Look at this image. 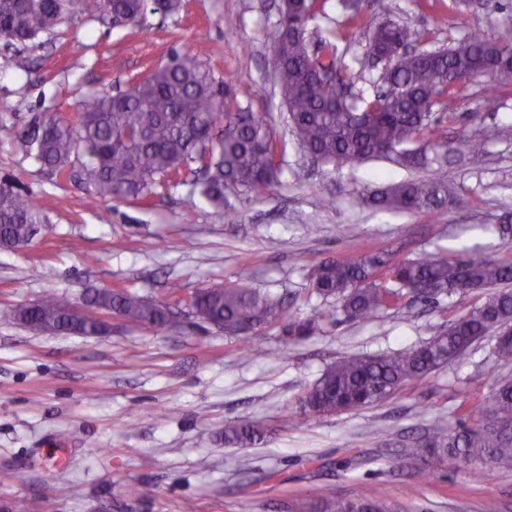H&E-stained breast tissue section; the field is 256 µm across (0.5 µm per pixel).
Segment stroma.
Masks as SVG:
<instances>
[{
  "instance_id": "obj_1",
  "label": "stroma",
  "mask_w": 512,
  "mask_h": 512,
  "mask_svg": "<svg viewBox=\"0 0 512 512\" xmlns=\"http://www.w3.org/2000/svg\"><path fill=\"white\" fill-rule=\"evenodd\" d=\"M279 2L184 0L178 13L146 12L131 29L103 23L97 0H81L72 21L29 52L26 69L0 47V178L48 218L29 246L0 249V502L11 512H291L310 491L354 499L368 485L411 512H483L490 500L512 512V469L404 454L434 427L456 431L467 408L489 402L506 374L492 338L368 408L315 416L300 404L341 356L418 347L481 301L456 294L424 306L405 296L378 320L356 322L336 300L313 294L316 262L365 251L389 261L425 252L512 261V242L496 231L512 224V89L466 79L433 107L443 121L432 155L456 204L435 213L372 210L368 192L427 172L387 160L318 165L301 150L272 87L268 35ZM385 2L395 21L420 32L423 49L475 29L512 37V7L492 0L477 8ZM331 30L343 31L337 56L351 64L367 32L348 27L337 0H325L308 24L316 39ZM175 50L230 77L239 105L270 127L280 181L260 195L229 192L234 220L182 185L142 202L90 205L77 182L20 149L37 122L73 118L80 94L125 87ZM492 94L498 107L489 112ZM493 123L510 134L484 140ZM462 142L482 154L479 166L458 154ZM242 278L313 322V335L296 340L281 325L264 327L251 356L245 337L192 315L186 300L197 289ZM99 288L165 302L177 317L164 330L116 320L110 334L84 337L39 333L13 316L51 292L77 299ZM240 423L259 436L225 444V426Z\"/></svg>"
}]
</instances>
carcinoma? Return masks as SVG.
<instances>
[{
    "label": "carcinoma",
    "instance_id": "obj_1",
    "mask_svg": "<svg viewBox=\"0 0 512 512\" xmlns=\"http://www.w3.org/2000/svg\"><path fill=\"white\" fill-rule=\"evenodd\" d=\"M347 21L368 28V45L354 56V68L336 55L337 34L320 39L310 50L308 22L321 0H282L281 17L269 35L279 92L298 142L310 157L325 164L361 163L384 158L403 167L430 163L439 118L433 106L463 78L485 76L512 84V40L497 43L478 30L447 47L403 54L419 33L388 19L371 26L367 16L383 0H340ZM78 0H0V39L5 47L25 46L40 34L68 21ZM164 15L179 12L182 0H101V20L137 27L148 7ZM388 58L381 90L347 96L343 88L366 80L374 58ZM23 152L61 177L80 170L79 184L93 205L102 200L144 201L180 182L217 207H224L230 188L260 194L279 182L282 172L266 120L236 103L233 86L220 79L197 56L172 51L168 62L148 71L117 93H83L73 121L49 119L21 139ZM442 168L427 180L390 184L367 196L368 206L387 211H434L454 203ZM47 220L42 207L0 183V239L21 248L33 226ZM312 292L334 298L351 320L377 319L383 309L407 293L424 305L457 293L481 292L484 300L468 315L441 330L423 345L380 356L349 355L328 366L303 398V410L316 415L369 407L406 382L423 380L462 357L488 333H495L493 355L500 367H512V338H500L512 327V262L442 257L427 252L415 259L381 264L375 254L322 260L309 271ZM113 315L158 329L171 322L162 302L126 289L101 288L86 297ZM77 302L56 294L21 305L15 319L38 332L100 336L103 321L74 311ZM191 309L201 321L233 335L251 336L285 319L283 303L241 278L195 292ZM471 428L461 420L448 435L438 428L424 448H406L408 457L422 451L454 461L480 460L492 467L512 466V378L501 379L489 405L469 410ZM227 441L246 443L253 431L243 425L224 429ZM299 512H405L381 490L370 487L357 500L309 499Z\"/></svg>",
    "mask_w": 512,
    "mask_h": 512
}]
</instances>
